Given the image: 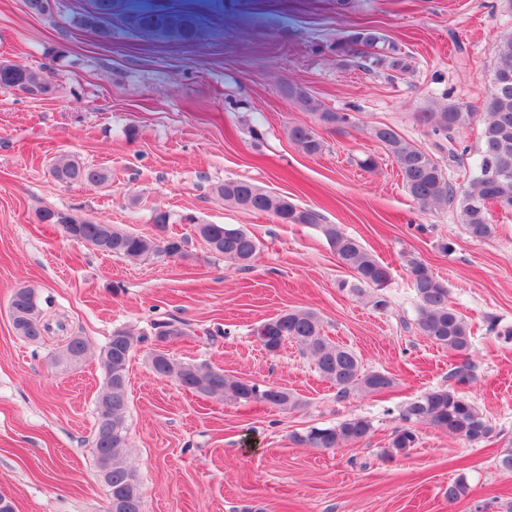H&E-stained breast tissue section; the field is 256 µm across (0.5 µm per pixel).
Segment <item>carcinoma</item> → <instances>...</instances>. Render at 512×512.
Wrapping results in <instances>:
<instances>
[{
	"instance_id": "cac0c4a2",
	"label": "carcinoma",
	"mask_w": 512,
	"mask_h": 512,
	"mask_svg": "<svg viewBox=\"0 0 512 512\" xmlns=\"http://www.w3.org/2000/svg\"><path fill=\"white\" fill-rule=\"evenodd\" d=\"M112 2L94 0L93 9L73 18L72 26L102 40L111 39ZM131 25L142 33L177 43H190L200 35L196 14L150 5L135 11ZM330 50L337 61L350 62L368 72L389 71L405 76L414 70L408 55L371 29H362L336 40ZM491 81L498 85L488 91L479 114L466 106L448 102L417 116V121L433 135L446 138L449 132L462 129L472 124L478 115H483L472 175L460 187L450 182L439 160L428 149L406 140L389 125L376 126L372 130L373 137L396 162L404 187L420 210L437 205L455 208L464 230L476 240L486 239L493 233L490 206L512 211V34L500 43ZM20 82L43 95L50 93L43 72L0 64L1 88H14ZM283 92L299 110L310 113L325 126L342 129L355 123L354 113L327 111L319 99L299 85L287 84ZM288 137L307 155H317L323 149V141L311 125L290 127ZM51 173L64 183L100 186L109 181L108 171L85 166L74 158L58 159ZM214 191L224 203L244 211L264 213L278 224L318 226L336 252L338 262L353 273V280H342L339 287L366 300L376 309L387 306L382 291L392 278L391 268L358 240L348 236L340 225L321 224L314 211L298 206L286 195L263 190L247 180H227ZM78 232L83 243H94L101 238L112 240V251L118 258L131 261L158 259L163 252L160 237H145L114 224H80ZM200 237L216 254L242 267L250 266L260 253L259 240L242 225L205 224ZM407 273L417 299L416 329L432 343L463 357V362L449 374L454 386L426 390L405 404L401 411L405 425L393 433L387 451L390 459L415 446V424L432 425L471 445L487 440L494 432L483 412L456 389L473 378L468 360L474 341L472 327L452 305L448 288L426 264L410 260ZM8 309L17 334L36 341L47 332L48 325L43 320L36 289L29 286L15 289ZM153 330L155 339L166 341L194 332L191 323L176 319L156 321ZM254 332L257 336H266L269 349H276L287 340L297 343L313 359L320 375L334 383L343 395L352 391L382 393L394 386V379L384 373L362 372L356 353L325 336L321 317L313 311H284L258 325ZM141 341L142 337L129 330L116 329L99 354L106 375V392L96 402L94 447L98 448L97 465L107 467L110 473L106 512H142L143 509L138 476L119 456L127 437V372ZM87 351L88 344L83 338L70 339L54 360L76 363ZM151 366L157 376L171 379L194 394L233 402L255 401L283 410L297 406L295 397L284 389L262 388L257 383L227 376L205 364L182 362L165 350L151 353ZM370 432L369 420L352 417L336 425L312 427L306 434L296 436L295 441L314 448L332 449L360 442ZM470 491L466 475H459L448 483V503L460 500Z\"/></svg>"
}]
</instances>
